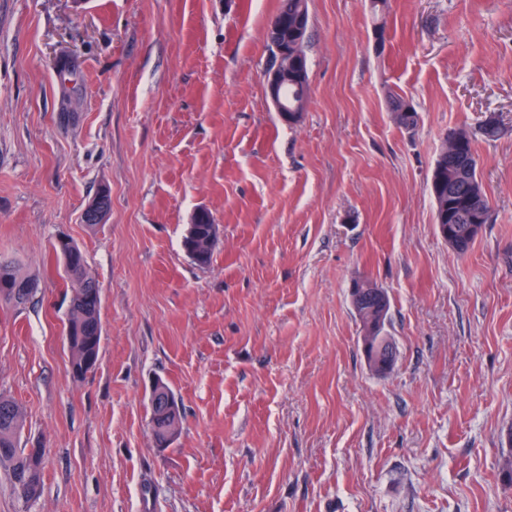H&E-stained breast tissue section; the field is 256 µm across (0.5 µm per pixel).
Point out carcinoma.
<instances>
[{
  "instance_id": "obj_1",
  "label": "carcinoma",
  "mask_w": 512,
  "mask_h": 512,
  "mask_svg": "<svg viewBox=\"0 0 512 512\" xmlns=\"http://www.w3.org/2000/svg\"><path fill=\"white\" fill-rule=\"evenodd\" d=\"M309 16L308 0H281L275 18L281 23L280 34L267 32L268 47L288 48V58L270 52L269 65L288 63V68L308 69L307 44L304 37L300 48H294L293 22L297 15ZM388 108L397 124L413 130L418 126L419 113L410 102L397 92L387 96ZM476 134L465 129H451L445 134V144L438 154L430 176L429 190L435 202L434 219L437 226L448 227L444 241L457 253L464 254L478 234L475 226L490 220V202L478 174V160L474 148ZM217 225L208 212H201L197 221L188 225L183 236L185 252L200 267L209 265L217 242ZM56 254L63 260L70 288L67 324L72 334L67 341L73 372L82 374L96 366L102 339L101 288L90 273L86 256L73 240L61 246L54 244ZM38 280L24 272L10 258L0 256V293L3 301L16 306L29 302L37 292ZM372 297L367 300L350 299L355 316L361 325V343L373 344L377 337L392 344L385 333L389 321L390 297L388 292L374 286L368 289ZM178 403L171 387L161 379L151 388V430L156 446H170L181 429L182 410L172 413L167 402ZM23 412L11 398L0 395V467L8 469L14 492L23 502L38 498L41 492L42 461L20 446Z\"/></svg>"
}]
</instances>
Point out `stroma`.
Masks as SVG:
<instances>
[{
  "label": "stroma",
  "instance_id": "stroma-1",
  "mask_svg": "<svg viewBox=\"0 0 512 512\" xmlns=\"http://www.w3.org/2000/svg\"><path fill=\"white\" fill-rule=\"evenodd\" d=\"M278 5L0 0V255L39 282L0 304V394L46 451L33 505L0 468V512H512V0H389L380 18L309 0L296 124L264 82ZM489 114L492 217L461 256L428 182L446 132ZM201 211L219 227L206 267L182 247ZM61 233L101 288L80 375ZM359 276L391 300L383 375L362 353ZM158 378L184 415L163 450ZM388 108L394 113L397 124L406 130H413L418 126L419 114L410 102L397 92H389L387 96Z\"/></svg>",
  "mask_w": 512,
  "mask_h": 512
}]
</instances>
